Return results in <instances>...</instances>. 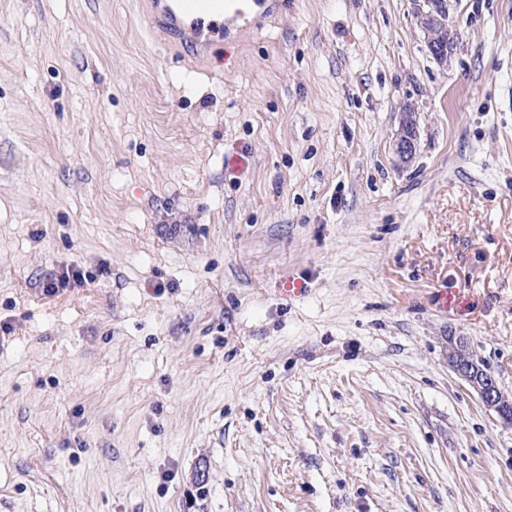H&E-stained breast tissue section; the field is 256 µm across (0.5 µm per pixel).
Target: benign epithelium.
Listing matches in <instances>:
<instances>
[{"label": "benign epithelium", "instance_id": "1", "mask_svg": "<svg viewBox=\"0 0 512 512\" xmlns=\"http://www.w3.org/2000/svg\"><path fill=\"white\" fill-rule=\"evenodd\" d=\"M416 15L424 30L430 51L445 59L450 49L444 33L454 27V20L443 17L442 0H414ZM417 151L414 110L408 109L396 142V153L402 161H411ZM467 339L457 336L448 345V366L479 396L484 407L504 423L512 424V399L503 391L494 374L484 367L473 353L466 351Z\"/></svg>", "mask_w": 512, "mask_h": 512}]
</instances>
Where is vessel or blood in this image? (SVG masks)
<instances>
[{
  "label": "vessel or blood",
  "instance_id": "obj_1",
  "mask_svg": "<svg viewBox=\"0 0 512 512\" xmlns=\"http://www.w3.org/2000/svg\"><path fill=\"white\" fill-rule=\"evenodd\" d=\"M262 6L264 14L274 15L286 0H152L147 25L152 34L179 38L184 30H197L208 37H223L226 22H243L253 27V6Z\"/></svg>",
  "mask_w": 512,
  "mask_h": 512
}]
</instances>
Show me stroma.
I'll use <instances>...</instances> for the list:
<instances>
[{"instance_id":"1","label":"stroma","mask_w":512,"mask_h":512,"mask_svg":"<svg viewBox=\"0 0 512 512\" xmlns=\"http://www.w3.org/2000/svg\"><path fill=\"white\" fill-rule=\"evenodd\" d=\"M447 8L0 0V512H512V0ZM169 2H174L170 4ZM264 4L263 14L275 15L287 6L285 0H154L146 14L147 25L152 34H164L172 39H181V33L189 28L194 31L207 32L208 43L196 47V54L204 56L205 48L215 37L224 38V23L242 21L240 28H251L256 25L255 18L249 19L253 5ZM189 22V26L186 24ZM416 15L424 30L430 51L437 59H446L450 44L444 39L445 31L450 32L454 27V20L449 16L443 17L444 1L414 0ZM396 142V153L402 161L410 162L416 155L417 137L415 133L414 109H408ZM467 343L462 336L452 339L448 345V366L478 394L487 410L511 425V398L503 391L494 374L472 352H464Z\"/></svg>"}]
</instances>
